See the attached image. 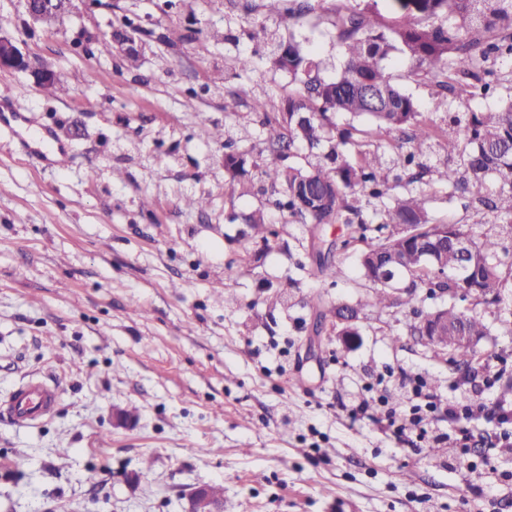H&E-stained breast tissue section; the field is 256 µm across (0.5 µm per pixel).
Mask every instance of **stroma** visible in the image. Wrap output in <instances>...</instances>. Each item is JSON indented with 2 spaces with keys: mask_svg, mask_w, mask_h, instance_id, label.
I'll return each mask as SVG.
<instances>
[{
  "mask_svg": "<svg viewBox=\"0 0 512 512\" xmlns=\"http://www.w3.org/2000/svg\"><path fill=\"white\" fill-rule=\"evenodd\" d=\"M126 17L148 33L135 71L101 50ZM173 29L183 39L170 44ZM0 32L68 89L49 99L29 73L0 70V97L25 117L0 124V401L32 377L59 390L39 424L0 419V512H184L201 484L222 486L224 512H512V455L501 452L512 442V291L486 316L485 370L468 376L407 334L406 312L366 306L357 241L323 294L330 309L364 302L362 343L345 351L314 335L307 226L258 193L233 194L210 136L217 125L256 139L252 101L288 91L264 58L246 75L225 69L258 48L243 14L225 0H112L34 27L21 0H0ZM389 66L441 123L409 58L393 53ZM200 194L206 211L185 206ZM260 207L280 243L268 254L227 220ZM288 276L298 286L287 305L268 308ZM224 288L238 308H225ZM418 381L434 412L402 433L379 424L414 404ZM451 403L469 411L461 424L448 421Z\"/></svg>",
  "mask_w": 512,
  "mask_h": 512,
  "instance_id": "obj_1",
  "label": "stroma"
}]
</instances>
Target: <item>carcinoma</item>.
<instances>
[{"label":"carcinoma","instance_id":"1","mask_svg":"<svg viewBox=\"0 0 512 512\" xmlns=\"http://www.w3.org/2000/svg\"><path fill=\"white\" fill-rule=\"evenodd\" d=\"M262 17L252 21L253 37L271 47L274 72L288 74L290 90L280 102H253L260 135L249 144L224 142V169L245 195L250 169L259 171L268 196L287 219L315 227L343 224L349 237L341 242L317 238L315 276L326 281L342 274L345 252L355 241L375 234V241L357 254L358 269L372 283L367 305L381 311L407 310L405 327L412 336L424 335L422 322L433 316L413 305L414 293L424 288H478L481 302L490 306L512 288V87L500 105L475 112L470 102L489 91L490 65L512 58V0H423L417 14L386 19L368 3L338 8L326 18L339 48L336 75L323 74L322 61L304 51L293 30L317 15L312 0H262ZM289 21L288 36L269 23ZM394 51L413 63L411 75L432 87L447 107V122L436 125L420 112L388 71ZM376 92L380 106L368 107L363 85ZM349 123L340 126L336 116ZM366 120L386 143L362 135L355 122ZM446 160L431 164L433 148ZM498 178L492 190L489 182ZM448 190V197L467 199L465 210L509 226V232L480 233L462 224H437L429 216L431 195ZM250 226L249 238L263 242L264 251L279 246L278 235L265 222L262 209L230 220ZM448 240L437 264L424 265L421 243ZM468 243L467 250L459 241ZM398 260L406 278L391 282L378 274L377 262ZM438 309L448 322L442 335L453 336L462 326L481 338L489 329L484 316L462 310L456 301ZM453 364L469 374L481 365L475 350L452 346Z\"/></svg>","mask_w":512,"mask_h":512}]
</instances>
